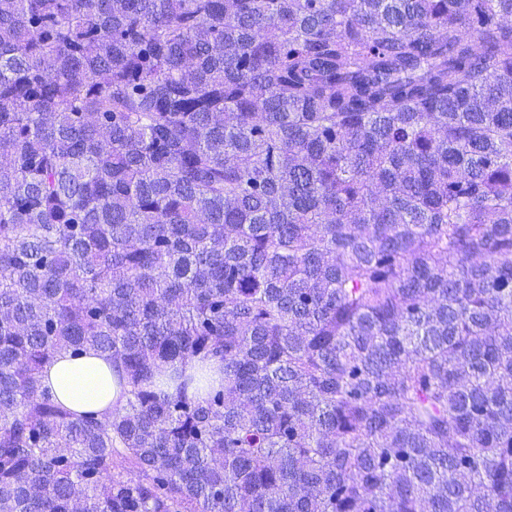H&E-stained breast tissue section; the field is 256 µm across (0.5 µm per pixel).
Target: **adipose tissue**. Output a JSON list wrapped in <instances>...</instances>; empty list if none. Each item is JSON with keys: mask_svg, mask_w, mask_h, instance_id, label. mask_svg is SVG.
<instances>
[{"mask_svg": "<svg viewBox=\"0 0 512 512\" xmlns=\"http://www.w3.org/2000/svg\"><path fill=\"white\" fill-rule=\"evenodd\" d=\"M58 399L76 411L112 409L116 401V387L112 376V361L98 352L87 356L55 361L44 377Z\"/></svg>", "mask_w": 512, "mask_h": 512, "instance_id": "1", "label": "adipose tissue"}]
</instances>
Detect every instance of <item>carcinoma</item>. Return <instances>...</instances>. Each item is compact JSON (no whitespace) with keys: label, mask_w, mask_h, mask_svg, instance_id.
Returning a JSON list of instances; mask_svg holds the SVG:
<instances>
[{"label":"carcinoma","mask_w":512,"mask_h":512,"mask_svg":"<svg viewBox=\"0 0 512 512\" xmlns=\"http://www.w3.org/2000/svg\"><path fill=\"white\" fill-rule=\"evenodd\" d=\"M511 15L0 0V512H512ZM58 399L76 411L112 409L116 387L112 376V360L96 351L78 359L59 358L44 377Z\"/></svg>","instance_id":"obj_1"}]
</instances>
